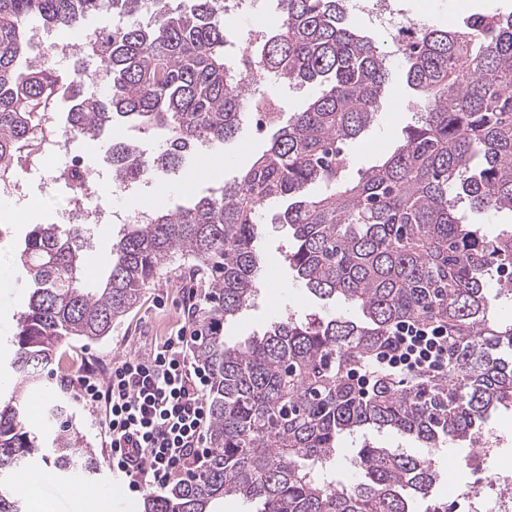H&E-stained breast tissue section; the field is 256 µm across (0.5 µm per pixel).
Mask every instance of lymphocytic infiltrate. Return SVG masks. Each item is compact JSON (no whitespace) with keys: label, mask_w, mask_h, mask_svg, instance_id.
Instances as JSON below:
<instances>
[{"label":"lymphocytic infiltrate","mask_w":512,"mask_h":512,"mask_svg":"<svg viewBox=\"0 0 512 512\" xmlns=\"http://www.w3.org/2000/svg\"><path fill=\"white\" fill-rule=\"evenodd\" d=\"M200 326L196 319L176 329L148 355L113 363L106 376L84 363L70 377L81 400L103 405L109 467L130 493L164 490L175 478L198 473L210 453L204 439L210 379L187 354L188 330ZM447 370V329L433 321H400L387 346L350 377L363 390L381 372L403 384Z\"/></svg>","instance_id":"1"}]
</instances>
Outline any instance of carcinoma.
I'll return each mask as SVG.
<instances>
[{
  "label": "carcinoma",
  "instance_id": "1",
  "mask_svg": "<svg viewBox=\"0 0 512 512\" xmlns=\"http://www.w3.org/2000/svg\"><path fill=\"white\" fill-rule=\"evenodd\" d=\"M274 2L281 23L254 51V69L318 93L275 124L249 166L206 195L153 209L150 224L125 225L92 285L77 225L25 236L18 266L30 291L5 338L17 387L0 402V512H26L7 478L21 464L97 474L67 403L49 409L57 429L43 436L28 426L19 386L41 378L64 341L108 336L171 258L196 270L203 289L193 354L210 376L212 452L200 478L177 479L144 512H212L228 497L249 512H416L436 480L431 458L361 448L360 479L338 488L327 474L342 436L395 430L439 448L475 440L494 411L512 406V321H496L487 297L491 272L512 266V230L490 237L454 208L464 198L512 211V12L475 15L455 30L426 25L399 50L415 124L351 182L345 146L379 110L387 53L348 26L345 0ZM102 12L125 18L108 37L106 93L85 94L80 65L64 79L32 62L29 26L74 29ZM227 41L223 0L178 9L169 0H0V170L42 160L38 139L60 103L79 139H103L117 124L163 139L153 157L112 142V178L129 185L178 169L200 141L232 140L248 85L226 79ZM275 205L298 282L357 315H289L231 346L224 325L257 292L259 217ZM432 319L448 326V373L403 387L379 375L358 394L348 375L391 327Z\"/></svg>",
  "mask_w": 512,
  "mask_h": 512
}]
</instances>
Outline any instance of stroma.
<instances>
[{"label":"stroma","instance_id":"1","mask_svg":"<svg viewBox=\"0 0 512 512\" xmlns=\"http://www.w3.org/2000/svg\"><path fill=\"white\" fill-rule=\"evenodd\" d=\"M395 7L404 17L411 19L421 12H429L432 23L437 27L455 29L467 16L475 13L511 12L512 0H395ZM389 68L391 79L372 125L347 146L352 160L346 173L348 180H358L364 170L377 164L395 147L402 128L414 121L411 93L401 79V59L390 56ZM272 132L269 125L260 132L252 126H244L233 140L214 148L208 166H201L196 155H188L178 170L157 174L153 182L141 184L126 194L114 193L112 172L104 163L112 142L127 135L128 130L124 127L114 128L109 137L95 141L91 146L83 141L77 142L70 155L48 158L44 168L54 174L71 166L73 161H81L84 170L99 186L94 203L108 208L133 211L157 205L170 206L207 194L214 181L231 179L238 169L264 150ZM33 189L38 199L30 206L20 208L0 204V230L4 231L8 245L7 251L0 253L1 337L10 333L13 317L24 307L28 295L27 282L16 264L19 245L34 225L53 223L70 194L67 183L57 180L34 183ZM261 223L260 288L251 306L225 325L224 340L230 344L262 335L272 322L286 315L302 317L327 310L323 301L297 282L285 263L284 254L290 245L286 228L272 223L267 215L262 217ZM195 285V280L182 275L171 279L156 278L143 289L138 305L113 326L107 339L69 348V355L96 366L102 363L110 365L128 355L148 352L155 339L188 322L185 294ZM25 398L33 423L42 428L47 425V409L56 400L67 399L74 426L94 448L100 463V473L95 479L90 480L77 473L62 480L52 474L40 485V493L55 500L56 512H110L109 501L101 493L103 485L113 478L107 465L109 450L100 424L101 408L80 400L58 372L42 382L26 385ZM365 445L412 455L423 452L421 444L399 433L368 430L344 440L343 451L330 473L331 479L345 485L354 483L357 473L351 459L355 451ZM474 454V449L460 443L446 444L436 452L434 463L441 478L434 492L437 499L447 500L449 486L475 488L480 479L493 474L494 462H487L483 467L474 465L471 462Z\"/></svg>","mask_w":512,"mask_h":512}]
</instances>
